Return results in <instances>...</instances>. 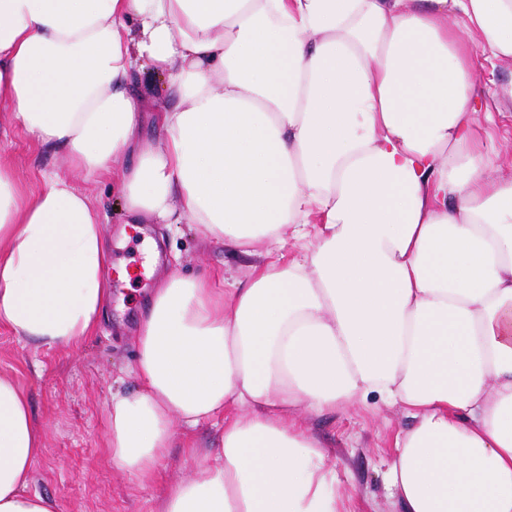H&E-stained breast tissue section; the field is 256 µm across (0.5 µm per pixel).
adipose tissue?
<instances>
[{
    "label": "adipose tissue",
    "instance_id": "adipose-tissue-1",
    "mask_svg": "<svg viewBox=\"0 0 512 512\" xmlns=\"http://www.w3.org/2000/svg\"><path fill=\"white\" fill-rule=\"evenodd\" d=\"M512 61V0H0V105L129 224L200 226L249 253L228 288L173 277L136 335L139 387L109 408L111 460L152 480L172 421L221 422L207 477L155 512H350L298 414L402 410L385 480L400 512H512V177L478 131L479 60ZM166 73L163 147L140 140L145 67ZM137 162L120 169L118 157ZM113 267L101 215L60 175L27 195L0 163V328L92 336ZM43 438L0 375V512Z\"/></svg>",
    "mask_w": 512,
    "mask_h": 512
}]
</instances>
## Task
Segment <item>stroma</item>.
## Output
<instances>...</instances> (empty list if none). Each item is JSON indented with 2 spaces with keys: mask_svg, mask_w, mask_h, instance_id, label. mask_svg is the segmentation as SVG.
Wrapping results in <instances>:
<instances>
[{
  "mask_svg": "<svg viewBox=\"0 0 512 512\" xmlns=\"http://www.w3.org/2000/svg\"><path fill=\"white\" fill-rule=\"evenodd\" d=\"M131 87L144 104L142 138L162 145L155 115L167 98L163 80L155 72L140 73ZM0 161L11 165L27 193H36L43 175L52 173L88 191L103 216L113 261L140 266L145 258L143 238L162 241L164 259L152 276L128 283L112 279L107 317L77 349L46 348L0 329V374L11 376L27 394L44 437V451L32 466L31 489L54 497L58 512H154L162 484L200 480L207 474V460L183 449L184 436L192 435L199 447L211 448L220 430L206 424L190 431L181 421H173V446L155 483H141L108 460L105 442L112 393H130L139 385L135 336L146 301L169 277L190 279L218 272L246 281L251 266L265 262L264 249L259 246L253 254H242L190 224L124 229L116 210L119 191L111 181H91L68 169L60 150L36 143L10 123L2 108ZM304 425L327 447L343 479L351 512H394L383 470L395 435L409 425L398 408L356 402L333 413L305 415Z\"/></svg>",
  "mask_w": 512,
  "mask_h": 512,
  "instance_id": "35a3bbf8",
  "label": "stroma"
}]
</instances>
